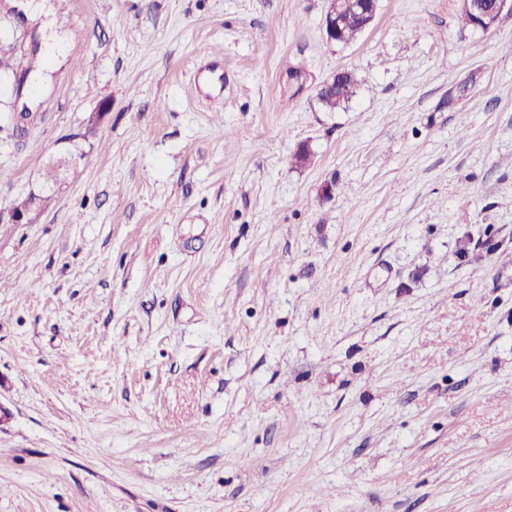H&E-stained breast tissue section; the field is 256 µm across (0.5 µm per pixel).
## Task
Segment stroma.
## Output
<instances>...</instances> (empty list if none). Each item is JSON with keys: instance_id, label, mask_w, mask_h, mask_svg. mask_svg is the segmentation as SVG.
Masks as SVG:
<instances>
[{"instance_id": "stroma-1", "label": "stroma", "mask_w": 512, "mask_h": 512, "mask_svg": "<svg viewBox=\"0 0 512 512\" xmlns=\"http://www.w3.org/2000/svg\"><path fill=\"white\" fill-rule=\"evenodd\" d=\"M49 2L30 107L0 0V512H512V15ZM331 8L327 14H325L322 21V35L327 43L330 45H336L340 42L339 30L340 23L342 22L345 3L340 0L331 1ZM29 8L34 13L44 14L45 17H50L52 14L49 9L45 11L46 5L44 3L30 4ZM43 50L47 56L54 58L63 57L66 51L65 38L59 33L57 21L54 17H50L43 23ZM332 84L327 80L317 89L319 94L330 87ZM360 86V81L354 71L348 70L341 82L334 84L326 92L319 96L317 100L321 108L327 112H336L347 108L352 98L356 95Z\"/></svg>"}]
</instances>
